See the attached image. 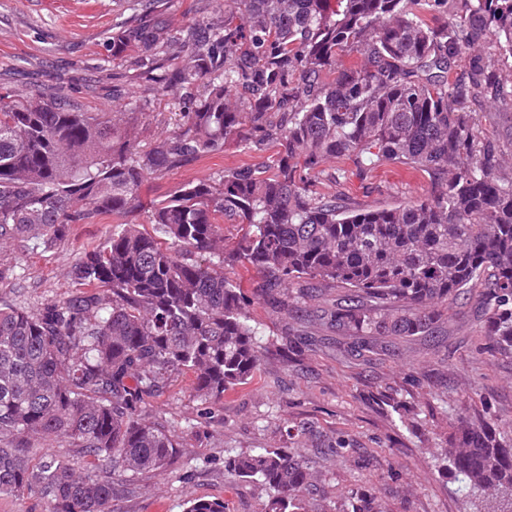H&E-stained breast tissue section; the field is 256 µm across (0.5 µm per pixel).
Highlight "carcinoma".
I'll return each mask as SVG.
<instances>
[{"label": "carcinoma", "instance_id": "carcinoma-1", "mask_svg": "<svg viewBox=\"0 0 512 512\" xmlns=\"http://www.w3.org/2000/svg\"><path fill=\"white\" fill-rule=\"evenodd\" d=\"M241 12L166 41L152 27L112 38L151 89L200 85L185 122L148 151L112 113L39 97L0 102V244L65 238L70 224L137 208L146 173L224 151L281 146L257 168L183 184L154 204L147 233L112 228L72 269L81 292L25 311L0 302V493L35 494L50 512H112L133 476L164 471L180 437L142 404L180 372L219 403L257 370L261 340L224 269L248 264L283 309L285 284L336 289L337 327L364 340L351 355L390 351L383 336H431L448 304L479 288L486 353L512 357V162L475 104L512 99V0H239ZM432 14L434 21L426 19ZM491 34L496 52L475 46ZM357 52L359 67L336 71ZM338 72L331 82L324 80ZM345 157L366 172L400 163L425 172L427 194L350 208L306 175ZM236 224L231 237L224 225ZM441 453L478 512H512V434L461 416ZM56 436L97 461L32 463L33 440ZM112 463V469L103 463ZM224 471L271 492L268 512H306L312 474L297 452L259 448ZM364 490L340 512H378ZM186 512H224L193 499Z\"/></svg>", "mask_w": 512, "mask_h": 512}]
</instances>
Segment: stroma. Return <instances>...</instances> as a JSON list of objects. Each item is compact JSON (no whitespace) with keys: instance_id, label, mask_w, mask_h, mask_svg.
Masks as SVG:
<instances>
[{"instance_id":"35a3bbf8","label":"stroma","mask_w":512,"mask_h":512,"mask_svg":"<svg viewBox=\"0 0 512 512\" xmlns=\"http://www.w3.org/2000/svg\"><path fill=\"white\" fill-rule=\"evenodd\" d=\"M219 10L214 0H160L158 33L169 38ZM142 17L141 0H0V97L34 95L109 112L112 90L120 88L129 102L122 125L137 150L151 149L183 123L190 90L157 97L140 77L135 49L113 54V36ZM276 150L232 143L181 168L144 174L128 221L151 231L153 205L183 184L261 166ZM311 182L347 204L370 207L414 200L430 187L427 174L408 165L361 173L343 159L330 160ZM117 223L104 214L76 222L48 248L0 245V265L12 270L0 281V300L30 311L75 295L74 262ZM227 274L247 296L251 323L261 332L260 365L216 404L193 396L188 373L147 398L146 416L176 431L181 446L166 471L139 476L137 493L113 512H185L193 498L221 500L224 512H266L269 491L261 482L224 473L225 454L263 445L297 449L315 473L308 512H336L357 488L376 496L385 512H474L438 468L448 426L468 412L512 429V358L480 354L475 300L449 308L438 335L399 340L395 353L367 362L348 354V337L326 317L335 290L288 313L262 294L251 266ZM340 440L347 448L341 462L332 454Z\"/></svg>"}]
</instances>
